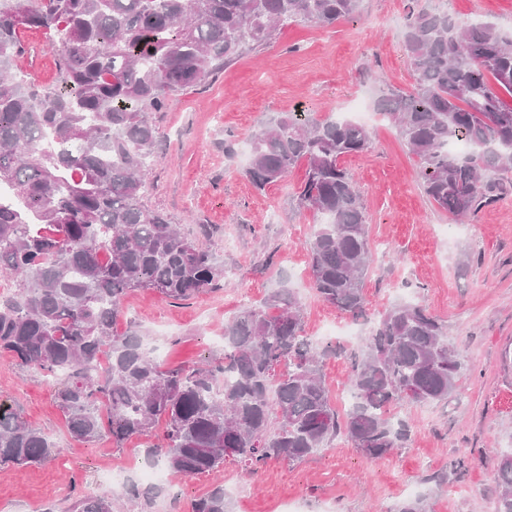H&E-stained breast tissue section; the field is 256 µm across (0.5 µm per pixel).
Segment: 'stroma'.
I'll use <instances>...</instances> for the list:
<instances>
[{
    "mask_svg": "<svg viewBox=\"0 0 512 512\" xmlns=\"http://www.w3.org/2000/svg\"><path fill=\"white\" fill-rule=\"evenodd\" d=\"M434 5L512 28V0H360L356 19L290 24L270 45L245 52L153 114L159 142L143 201L208 248L224 275L213 289L178 304L151 290L132 292L115 329L137 327L160 363L188 367L220 355L225 322L287 285L301 303L306 338L327 352L323 378L342 413L352 353L381 313L412 299L442 320L449 343L465 356L459 395L394 407L409 438L383 458H368L340 437L301 463L270 461L253 477L236 463L213 474H171L144 509L103 478L145 460L162 428L120 448L106 439H71L52 382L0 357V403L12 404L63 448L38 466L0 468V512H66L72 495L106 493L114 512H192L218 483L234 512H392L410 493L427 494L432 512H494V452L512 447V190L472 217L451 220L424 195L416 162L395 129L372 112L368 149L342 164L361 196L370 244L384 241L390 249L373 254L369 305L355 320L310 286L306 243L315 218L294 199L304 167L260 191L244 176L238 153L280 113L346 118L357 103L371 108L386 89H408L404 20ZM22 42L20 70L36 84L55 85L56 57L43 31H24ZM459 459L464 466L457 470ZM439 470L448 473L440 486L428 480Z\"/></svg>",
    "mask_w": 512,
    "mask_h": 512,
    "instance_id": "35a3bbf8",
    "label": "stroma"
}]
</instances>
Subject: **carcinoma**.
<instances>
[{
    "mask_svg": "<svg viewBox=\"0 0 512 512\" xmlns=\"http://www.w3.org/2000/svg\"><path fill=\"white\" fill-rule=\"evenodd\" d=\"M359 0H0V353L51 380L71 438L109 434L116 447L164 424L147 456L184 476L235 461L256 475L269 459L301 461L343 434L373 459L404 447L390 414L457 393L460 350L411 301L392 305L352 358L353 403L331 404L321 353L303 336L300 301L276 288L224 325L222 362L166 368L134 327L114 330L126 297L153 290L185 301L223 275L213 254L143 202L158 132L150 114L205 83L290 22L353 20ZM52 37L57 84L16 66L22 33ZM403 46L410 91L375 109L418 159L424 193L457 219L512 183V37L495 25L423 7ZM356 122L288 112L262 124L246 177L258 189L305 167L298 206L318 224L307 243L311 288L354 318L366 313L372 253L360 196L341 160L368 149ZM108 365L99 371L102 356ZM62 452L48 432L0 405V466L18 471ZM494 512H512V448L496 455ZM67 512H112V499H72ZM193 512H228L224 486ZM395 512H429L427 498Z\"/></svg>",
    "mask_w": 512,
    "mask_h": 512,
    "instance_id": "obj_1",
    "label": "carcinoma"
}]
</instances>
